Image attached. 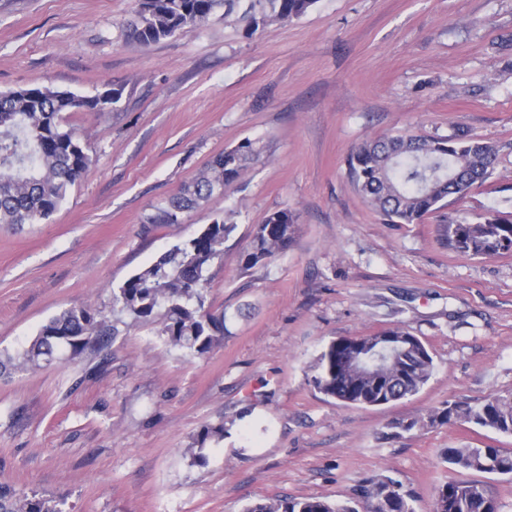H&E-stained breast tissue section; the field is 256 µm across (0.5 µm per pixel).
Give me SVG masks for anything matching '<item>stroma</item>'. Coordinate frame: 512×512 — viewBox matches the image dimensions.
<instances>
[{
    "label": "stroma",
    "mask_w": 512,
    "mask_h": 512,
    "mask_svg": "<svg viewBox=\"0 0 512 512\" xmlns=\"http://www.w3.org/2000/svg\"><path fill=\"white\" fill-rule=\"evenodd\" d=\"M134 0H0V92L47 86L122 96L64 113L93 163L44 224L0 225V353L62 310L112 316V292L202 225L237 229L209 271L225 316L205 356L155 324L120 326L78 358L0 377V484L65 512H244L255 501H354L375 474L417 512L457 472L444 448H512L472 425L385 438L443 402L512 392V254L448 246L449 220L512 212V0H317L246 35L236 16L140 46ZM465 130L498 146L484 183L419 224H388L354 186L350 154L396 134ZM252 140L242 179L173 224L150 218L210 158ZM297 216L288 249L245 266L253 225ZM402 328L431 351L421 391L376 407L318 392V359L342 336ZM223 425L195 459L207 425Z\"/></svg>",
    "instance_id": "1"
}]
</instances>
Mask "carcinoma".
Masks as SVG:
<instances>
[{"label":"carcinoma","instance_id":"cac0c4a2","mask_svg":"<svg viewBox=\"0 0 512 512\" xmlns=\"http://www.w3.org/2000/svg\"><path fill=\"white\" fill-rule=\"evenodd\" d=\"M317 0H137L128 38L147 46L186 28L201 27L220 9L235 12L250 33L272 23H288L305 15ZM87 105L68 91L25 87L0 93V224H39L48 220L70 188L88 170L92 158L81 135L61 123V114ZM497 148L457 132L448 138L397 135L366 142L348 159L351 177L361 196L389 224H418L445 198L462 196L484 182L496 160ZM258 151L247 139L215 155L190 182L170 197L149 223L175 222L178 216L234 184L256 160ZM229 218L205 224L192 238L174 245L141 269L112 294V324L92 308L72 307L50 317L19 360V369L36 371L66 353L83 354L93 341L119 332L118 324H158L168 343L185 353L203 357L224 335V316L205 308L207 273L236 230ZM296 230L295 215L286 210L269 213L253 226L244 262L265 265L288 248ZM448 245L474 256L512 252V213L494 212L484 222L448 221ZM367 336H344L343 357L328 373L332 350L320 357L321 373L314 388L346 406L375 407L415 396L427 384L433 357L420 339L401 351L375 380L359 372L351 350ZM5 362V363H7ZM0 361V370L5 368ZM450 422L512 435V394H492L477 404L447 401L425 418L411 420L420 429ZM444 462L476 474L512 475V451L493 445L445 448ZM390 487L391 512H416L413 497L400 481L375 475L360 485L357 497L365 502ZM0 512H63L59 502L17 492L0 485ZM246 512H358L319 497H282L258 501ZM433 512H499V503L479 479H450L438 486Z\"/></svg>","mask_w":512,"mask_h":512}]
</instances>
